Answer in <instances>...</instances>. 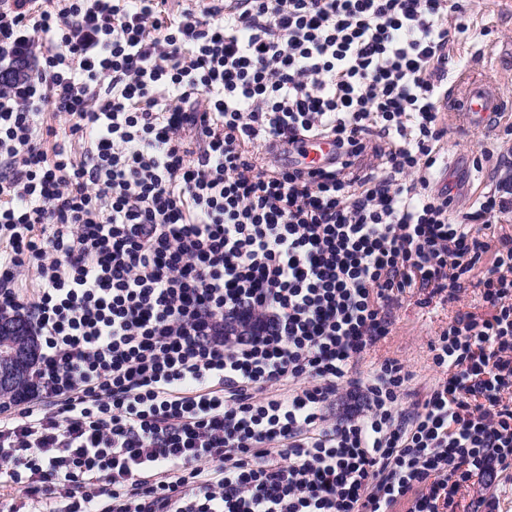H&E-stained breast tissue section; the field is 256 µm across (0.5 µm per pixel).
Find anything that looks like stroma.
I'll return each instance as SVG.
<instances>
[{
    "mask_svg": "<svg viewBox=\"0 0 512 512\" xmlns=\"http://www.w3.org/2000/svg\"><path fill=\"white\" fill-rule=\"evenodd\" d=\"M466 8L468 29L448 44V91L456 93L467 78L490 80L499 85L505 110L496 115L492 128L482 132L459 126L453 112L440 114L448 129L441 147L450 162L440 180L460 184L456 203L460 212L470 211L495 179L512 176V135L505 132L512 125V0H467ZM484 143L490 152L483 156L479 149ZM490 266V260H483L472 273L474 281ZM474 281L456 302L444 294L430 299L417 291L406 295L393 309L391 334L366 356L364 368H372L385 357L397 358L413 374L412 390L426 393L439 378L432 367L430 342L447 328L457 310L487 312Z\"/></svg>",
    "mask_w": 512,
    "mask_h": 512,
    "instance_id": "1",
    "label": "stroma"
}]
</instances>
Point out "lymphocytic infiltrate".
Instances as JSON below:
<instances>
[{
	"label": "lymphocytic infiltrate",
	"mask_w": 512,
	"mask_h": 512,
	"mask_svg": "<svg viewBox=\"0 0 512 512\" xmlns=\"http://www.w3.org/2000/svg\"><path fill=\"white\" fill-rule=\"evenodd\" d=\"M194 2L0 0V310L41 343L0 475L66 512H456L512 469V186L433 185L463 0ZM318 136L326 171L263 152ZM487 255L423 397L362 371Z\"/></svg>",
	"instance_id": "lymphocytic-infiltrate-1"
}]
</instances>
